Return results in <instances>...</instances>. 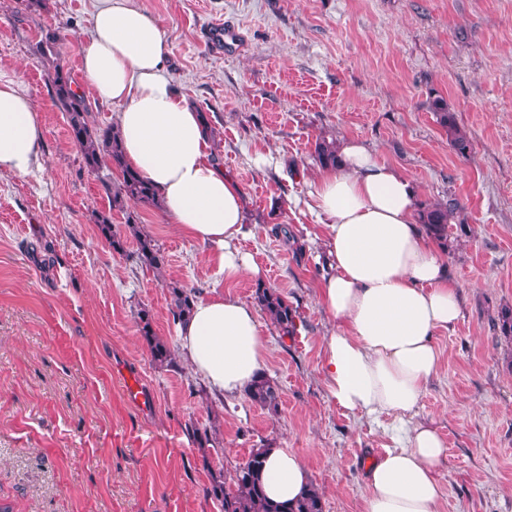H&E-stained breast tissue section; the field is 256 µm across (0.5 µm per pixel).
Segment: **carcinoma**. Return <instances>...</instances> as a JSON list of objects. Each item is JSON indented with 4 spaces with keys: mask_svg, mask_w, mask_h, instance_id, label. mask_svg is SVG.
<instances>
[{
    "mask_svg": "<svg viewBox=\"0 0 512 512\" xmlns=\"http://www.w3.org/2000/svg\"><path fill=\"white\" fill-rule=\"evenodd\" d=\"M50 81L54 87L56 106L68 118L69 134L79 146L85 168L91 172L99 171L102 166H109L121 173L117 184L106 183L112 194V203L120 204L132 200L144 204L157 203L152 185L140 172L132 169L125 161L121 149V133L114 126L100 127L91 124L89 112L82 95L72 89L69 76L59 66H54ZM438 123L448 135V144L459 155L464 156L470 149L466 134L457 124L448 103L441 97L432 101ZM315 157L320 166H336V143L322 140L315 145ZM418 219L426 234L443 252H450L453 240L449 238L448 228L459 210V203L450 199L446 202L421 201L417 205ZM140 259L159 268L161 260L155 251L152 239L139 238ZM173 322H180L191 315L196 299L193 288L172 287ZM254 299L260 309L283 336H294L297 332V310L281 294L262 286H257ZM139 332L150 348L153 362L162 367L173 363L170 347L158 338L147 312L139 316ZM496 326L500 335L512 341V308L505 307L498 314ZM250 401L262 409L274 411L278 407V387L273 380L261 374L246 389ZM265 467L264 449L254 448L247 460L235 467L227 475L219 470L211 475V492L220 503V512H323V497L316 487L292 502L274 503L267 499L263 488Z\"/></svg>",
    "mask_w": 512,
    "mask_h": 512,
    "instance_id": "1",
    "label": "carcinoma"
}]
</instances>
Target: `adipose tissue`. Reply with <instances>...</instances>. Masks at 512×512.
Here are the masks:
<instances>
[{
	"instance_id": "adipose-tissue-1",
	"label": "adipose tissue",
	"mask_w": 512,
	"mask_h": 512,
	"mask_svg": "<svg viewBox=\"0 0 512 512\" xmlns=\"http://www.w3.org/2000/svg\"><path fill=\"white\" fill-rule=\"evenodd\" d=\"M168 57L160 24L135 0H97L81 69L101 103L121 107L116 120L127 164L153 185L166 220L208 248L225 280H262L237 247L247 233L243 193L209 160L210 133L168 77ZM44 133L22 82L0 77V174L40 171ZM312 199L329 268L317 300L336 322L321 342L328 393L354 416L406 417L438 370L434 336L455 324L461 306L444 252L418 222L416 185L349 139L336 166L321 172ZM177 336L182 357L220 398L239 396L266 362L258 313L232 294L197 301ZM445 460L436 429L412 424L404 446L368 466L364 512H438ZM310 487L296 451L269 449V500L291 502Z\"/></svg>"
}]
</instances>
